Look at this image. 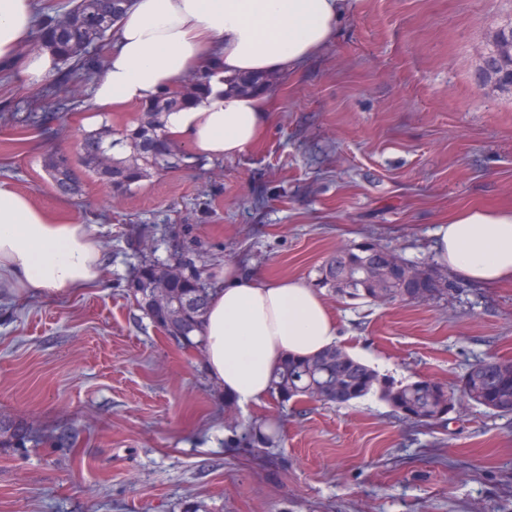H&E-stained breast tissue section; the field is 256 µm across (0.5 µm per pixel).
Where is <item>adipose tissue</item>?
Wrapping results in <instances>:
<instances>
[{
	"instance_id": "1",
	"label": "adipose tissue",
	"mask_w": 512,
	"mask_h": 512,
	"mask_svg": "<svg viewBox=\"0 0 512 512\" xmlns=\"http://www.w3.org/2000/svg\"><path fill=\"white\" fill-rule=\"evenodd\" d=\"M348 0H130L106 53L92 108V127L159 93L182 86L212 60L209 92L169 113L167 139L212 160L233 158L258 143L273 114L268 94L230 91L229 78L297 68L335 37ZM34 0H0V65L35 82L55 68L31 48ZM437 264L459 279L512 281V207L470 208L432 232ZM100 236L37 208L0 183V295L25 301L57 298L105 283ZM203 367L216 387L246 406L264 399L286 357H309L336 343V323L321 294L300 278H260L224 266L196 332Z\"/></svg>"
}]
</instances>
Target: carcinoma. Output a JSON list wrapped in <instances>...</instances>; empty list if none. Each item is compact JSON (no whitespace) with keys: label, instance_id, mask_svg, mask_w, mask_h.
<instances>
[{"label":"carcinoma","instance_id":"obj_1","mask_svg":"<svg viewBox=\"0 0 512 512\" xmlns=\"http://www.w3.org/2000/svg\"><path fill=\"white\" fill-rule=\"evenodd\" d=\"M129 0H69L63 13H38L35 37L41 47L56 58L58 73L72 78L77 72L88 76L98 71L102 52L108 48L112 33ZM270 76H237L231 88L263 91ZM208 91V74H194L179 90L162 92L145 103L137 126L126 135L129 154H109L102 133L86 135L81 142L82 158L89 170L117 191L130 187L161 168L189 166L190 154L174 148L165 137L167 113L192 104ZM55 190L73 193L76 173L67 155L57 152L49 158ZM369 254L363 244H352L336 251L328 261L323 283L347 293L344 283L355 281L358 288L352 298L370 304L411 302L425 289L434 298L448 294V282L432 267L401 259L378 244ZM382 261L389 271L379 279L364 274L367 265ZM169 282L167 296L152 303L153 290L162 280ZM142 312L157 328L174 338L184 348H199L193 333L207 308L210 283L202 274L179 264L151 261L140 266L131 281ZM376 393L404 420L434 425L448 415V403L466 398L499 414L512 413V361L490 357L470 365L461 384L453 391L442 382L426 376L396 382L380 376L368 365L354 358L341 346H331L317 356L286 360L273 374L270 397L281 406L315 400L326 404H348L369 393ZM23 435L26 446L44 445L67 451L75 447L79 433L65 428L39 432L18 420L0 421V448L15 447ZM239 442L254 452L272 456L281 446L279 432L263 419L254 421Z\"/></svg>","mask_w":512,"mask_h":512}]
</instances>
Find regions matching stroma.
<instances>
[{"mask_svg":"<svg viewBox=\"0 0 512 512\" xmlns=\"http://www.w3.org/2000/svg\"><path fill=\"white\" fill-rule=\"evenodd\" d=\"M512 0H349L338 33L271 86L273 122L235 158L198 157L124 193L81 162L95 78L72 110L37 123L57 82L0 67V182L38 208L96 227L106 282L0 303V418L77 446L0 448V512H512V414L456 401L435 425L402 420L377 394L347 405L225 410L199 352L139 309L148 259L188 261L209 283L225 263L304 278L337 345L381 376L457 387L478 359L512 361V282L449 277L441 299L365 304L322 282L337 247L378 243L433 263L435 224L512 206V93L478 82L480 53ZM65 152L78 190L58 195L47 158ZM281 422L274 459L232 446L255 419Z\"/></svg>","mask_w":512,"mask_h":512,"instance_id":"35a3bbf8","label":"stroma"}]
</instances>
